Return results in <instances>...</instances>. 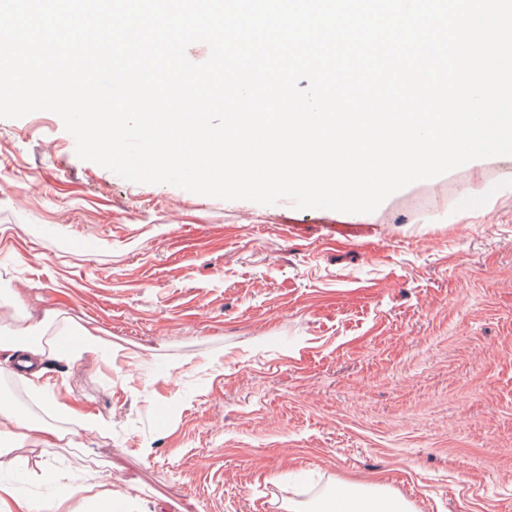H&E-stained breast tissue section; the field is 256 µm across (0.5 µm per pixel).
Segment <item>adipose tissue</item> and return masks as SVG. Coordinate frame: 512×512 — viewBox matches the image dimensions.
<instances>
[{"label": "adipose tissue", "mask_w": 512, "mask_h": 512, "mask_svg": "<svg viewBox=\"0 0 512 512\" xmlns=\"http://www.w3.org/2000/svg\"><path fill=\"white\" fill-rule=\"evenodd\" d=\"M42 328V322H33L18 328L16 335L0 340V351L9 353L17 363L26 366L33 381L43 375L42 363L50 355L44 343L35 338ZM65 437V431L51 423L32 421L0 405V457L28 443L56 448ZM364 490V496L339 501L333 507L319 505L315 512H411L405 500L380 483L365 484ZM76 498L89 512H122L124 508L122 499L113 497L111 491L100 490L92 477L68 484L66 493L55 494L40 503L25 494L14 481L0 478V512H71L69 503Z\"/></svg>", "instance_id": "adipose-tissue-1"}]
</instances>
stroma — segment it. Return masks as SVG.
Instances as JSON below:
<instances>
[{"mask_svg": "<svg viewBox=\"0 0 512 512\" xmlns=\"http://www.w3.org/2000/svg\"><path fill=\"white\" fill-rule=\"evenodd\" d=\"M75 147L55 113L0 119V295L53 313L49 343H112L12 400L74 434L16 456L99 471L130 512L374 480L415 512H512V156L343 213L131 183Z\"/></svg>", "mask_w": 512, "mask_h": 512, "instance_id": "obj_1", "label": "stroma"}]
</instances>
